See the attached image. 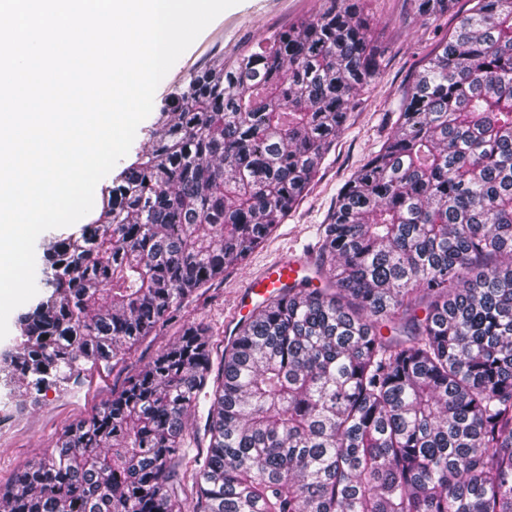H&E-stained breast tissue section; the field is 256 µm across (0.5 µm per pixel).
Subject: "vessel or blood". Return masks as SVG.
<instances>
[{"label":"vessel or blood","mask_w":512,"mask_h":512,"mask_svg":"<svg viewBox=\"0 0 512 512\" xmlns=\"http://www.w3.org/2000/svg\"><path fill=\"white\" fill-rule=\"evenodd\" d=\"M305 264L302 260L284 256L266 264L259 272L252 275L242 288L236 305L237 317L244 318L254 310L256 305L275 290H285L302 285V273Z\"/></svg>","instance_id":"b4317fda"}]
</instances>
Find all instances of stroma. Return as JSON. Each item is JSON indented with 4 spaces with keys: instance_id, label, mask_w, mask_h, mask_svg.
<instances>
[{
    "instance_id": "obj_1",
    "label": "stroma",
    "mask_w": 512,
    "mask_h": 512,
    "mask_svg": "<svg viewBox=\"0 0 512 512\" xmlns=\"http://www.w3.org/2000/svg\"><path fill=\"white\" fill-rule=\"evenodd\" d=\"M324 5L325 0H241L206 27L176 61L157 87L155 103H162L175 89L187 88L193 74L232 65L258 42L316 16ZM472 6V0H455L433 26L416 14L413 0H366L375 19L373 34L384 50L381 73L360 93L345 131L306 194L243 264L228 267L223 277L200 288L170 322L113 366H85L69 386L48 389L37 404L21 408L9 404L8 389L0 385L1 490L10 486L18 469L42 459L65 428L102 408L113 390L173 343L184 326L208 327L212 356L220 358L233 336L228 325L246 278L291 249L315 259L318 228L330 222L338 189L379 149L390 131L393 103Z\"/></svg>"
}]
</instances>
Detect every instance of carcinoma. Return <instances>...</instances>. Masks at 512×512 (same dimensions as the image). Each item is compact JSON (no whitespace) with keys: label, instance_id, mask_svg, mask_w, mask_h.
I'll use <instances>...</instances> for the list:
<instances>
[{"label":"carcinoma","instance_id":"1","mask_svg":"<svg viewBox=\"0 0 512 512\" xmlns=\"http://www.w3.org/2000/svg\"><path fill=\"white\" fill-rule=\"evenodd\" d=\"M327 2L173 91L96 213L46 245L0 352L16 405L150 335L303 196L380 67L360 0ZM392 112L337 192L324 287L267 299L224 351L192 512H512V0H477ZM211 365L186 327L0 512H183L165 485Z\"/></svg>","mask_w":512,"mask_h":512}]
</instances>
